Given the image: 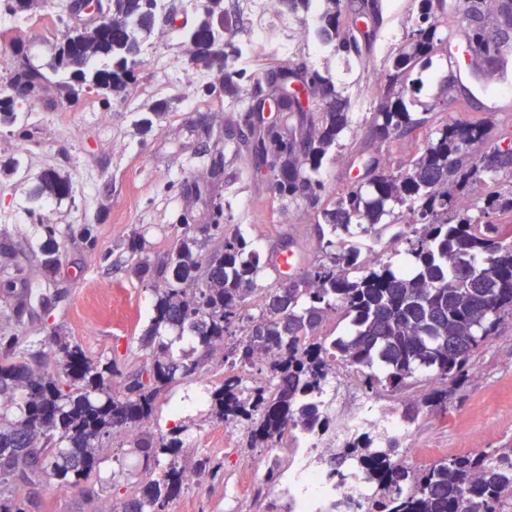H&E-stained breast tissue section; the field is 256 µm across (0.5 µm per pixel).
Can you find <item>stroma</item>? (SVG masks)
I'll use <instances>...</instances> for the list:
<instances>
[{"label":"stroma","mask_w":512,"mask_h":512,"mask_svg":"<svg viewBox=\"0 0 512 512\" xmlns=\"http://www.w3.org/2000/svg\"><path fill=\"white\" fill-rule=\"evenodd\" d=\"M63 2L37 0L19 23L0 16V98L9 93L15 61L8 35L22 33L30 63L47 66L66 29ZM386 3L368 64L346 66L343 56L331 51L313 61L349 102L350 127L317 174L328 200L349 190L356 170L370 160L398 167L415 154L417 139L430 134L424 128L387 144L372 133L376 103L369 89L383 82L389 54L401 46L415 22L414 0ZM251 29V17L238 14L235 39L252 50L248 70L309 59L303 50L280 54L279 29H271L261 41L253 39ZM171 55L189 58L190 47L169 27L155 26L144 42L137 80L125 97L91 94L61 110L52 105L57 90L51 86L37 101H18L16 125L0 126V336L19 334L37 343L56 334L81 346L96 361L114 359L130 371L150 364L151 352L143 347L142 338L151 325L155 295L151 285L134 276L128 242L139 239L144 255L160 261L188 232L204 251H211L216 242L204 235L203 228L215 200L226 208L227 226L241 230L260 254L279 247L285 236L294 238L302 267L327 254L325 241L314 231L315 211L307 201L300 198L281 206L271 175L250 157L235 156L233 142L217 140V132L225 130L229 120L243 115L242 108L228 107L223 94L205 95V86L219 78L217 70H203L198 81L183 73L168 76L158 65ZM465 66L462 47H440L421 74L417 99L434 102L446 97L438 120L482 124L486 135L470 148L477 159L512 142V111H491L481 82L470 87L455 82V74ZM156 97L167 99L169 108L162 117H151V126H144L142 120L150 117L149 106ZM22 126L29 131L28 139L18 136ZM207 126L212 136H205ZM218 153L224 156V173L212 198L189 197V183L206 181L211 158ZM14 158L21 160V168L5 171ZM49 168L72 183L73 194L44 198L35 212H28L25 196ZM46 224L55 227L59 250V262L50 271L44 268L39 249ZM16 276L26 283L20 295L4 288ZM223 378V359L210 356L200 379L175 384L169 403L159 410L162 429L181 430L180 466L192 468L198 449L206 448L222 463L225 474L220 486L204 478L185 489L171 502L169 512H255L250 502L225 495L224 488L231 485L240 463L260 461L267 451L249 447L246 424L227 427L211 417L208 402L201 398L203 385L221 384ZM228 431L234 435L229 450L224 447ZM474 435L485 448L512 443V318L497 326L447 411L421 410L411 428L416 453L407 463L417 469L428 466L430 459L422 454L426 448L467 453ZM100 453L101 475L89 480L94 497L78 487L51 495L39 486L27 512H100L106 502L120 512L142 470V459L112 443Z\"/></svg>","instance_id":"35a3bbf8"}]
</instances>
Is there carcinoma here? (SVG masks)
Listing matches in <instances>:
<instances>
[{
  "mask_svg": "<svg viewBox=\"0 0 512 512\" xmlns=\"http://www.w3.org/2000/svg\"><path fill=\"white\" fill-rule=\"evenodd\" d=\"M33 0H0V8L17 18L25 16ZM330 4L316 27L319 41L362 62L372 47L373 33L358 27L366 13L373 26L383 19V0H325ZM482 5L472 0L465 11L467 42L491 56L498 42L474 29V15ZM159 0H112L115 18L93 30L69 27L66 49L53 59L51 73L27 62L24 40H14L16 65L10 86L23 90L26 100L39 99L59 76L57 104L69 107L84 90L123 96L136 81L142 41L155 26ZM444 0H418L417 18L405 44L392 57L384 84L370 94L377 101L372 113L374 135L391 142L432 121L433 105L422 104L421 116L409 111L404 92L414 72L426 69L438 43ZM192 50V62L222 73L224 97L240 104L293 76L310 85L321 101L316 117L292 100L286 105L281 130L272 133L250 128L259 162L275 169L274 190L282 205L303 198L313 207L321 200L322 185L314 178L330 151L349 126L348 100L331 77L303 61L290 69L268 67L262 78L238 67L242 47L234 40L231 13L224 0H203L202 15L183 32ZM247 82L250 90L242 88ZM17 123L15 100L0 99V125ZM480 124L446 123L424 141L417 156L393 171L380 167L365 185L341 194L317 214L320 237L365 221L364 231L380 234L388 224L417 225L399 240L412 259L407 272L389 263L361 268L356 248H343L299 275L288 286L266 293L257 278L264 270L260 256L246 237L209 224L217 249L207 255L194 252L196 240L183 237L166 259L152 263L142 256L134 239L129 252L133 274L141 282H163L156 289L152 325L143 346L152 349V361L143 372L127 376L120 395H112V378L123 375L118 362L98 363L78 345L51 335L58 362L54 369H34L27 363L24 336H0V486L17 488L19 482L49 483L59 489L77 486L101 472L100 442L112 432L131 435L128 443L143 460L146 483L131 486L124 512H166L185 487L187 471L175 461L183 446L179 430L147 426L163 397L177 379L200 377L204 358L224 348V382L210 391L211 411L224 422L245 420L255 443L271 447L291 426L323 434L334 428L323 411L325 385L336 363L356 369L365 390L404 393L419 384L420 367L433 373L436 388L423 406L447 409L448 395L470 377L472 359L485 346L497 324L512 316V228L495 217L512 215V197L488 196L474 209L470 187L480 171L512 172V147L494 148L472 163L467 146L483 140ZM72 196V184L53 171L40 177L31 197ZM43 265L58 262L56 231L43 226ZM258 318L244 321L250 302ZM341 308L349 321L341 336L315 335L326 314ZM170 327L177 338L189 336L200 349L196 358L173 350V341L161 333ZM268 355L267 374L244 383L242 371L255 367L256 354ZM148 379H143V374ZM23 389L20 416L12 419L13 392ZM393 444L381 447L375 431L363 429L342 440L325 460L330 470L352 464L365 474L372 494L367 512H512V447L469 452L414 469L397 459ZM222 465L204 451L197 453L193 472L220 477Z\"/></svg>",
  "mask_w": 512,
  "mask_h": 512,
  "instance_id": "carcinoma-1",
  "label": "carcinoma"
}]
</instances>
